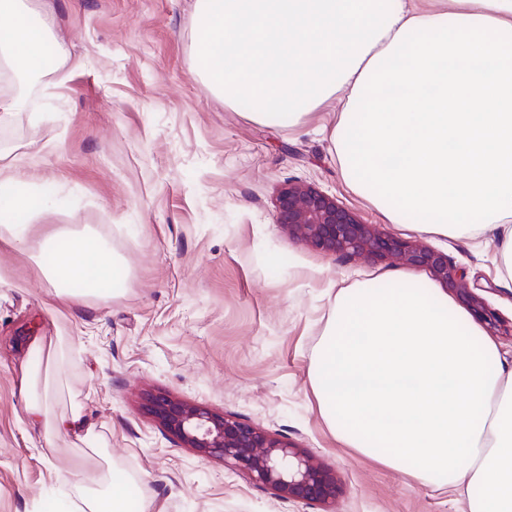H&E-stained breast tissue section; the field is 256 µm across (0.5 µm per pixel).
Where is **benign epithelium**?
<instances>
[{"instance_id": "obj_1", "label": "benign epithelium", "mask_w": 512, "mask_h": 512, "mask_svg": "<svg viewBox=\"0 0 512 512\" xmlns=\"http://www.w3.org/2000/svg\"><path fill=\"white\" fill-rule=\"evenodd\" d=\"M276 223L316 249L344 256L388 257L416 269H428L444 282L454 281L476 318L494 325L495 310L472 293L465 277L448 266V256L425 245L378 231L361 222L335 196L298 180L281 184L275 198ZM147 412L186 447L231 464L288 502L333 498L335 479L304 449L237 417L171 397L149 393Z\"/></svg>"}]
</instances>
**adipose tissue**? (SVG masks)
Segmentation results:
<instances>
[{"label":"adipose tissue","instance_id":"adipose-tissue-1","mask_svg":"<svg viewBox=\"0 0 512 512\" xmlns=\"http://www.w3.org/2000/svg\"><path fill=\"white\" fill-rule=\"evenodd\" d=\"M195 72L225 107L294 125L325 103L348 185L394 223L422 233L503 236L498 277L512 283V0H194ZM0 66L64 80L40 0H0ZM0 173V239L25 242L21 215L45 209ZM55 297L106 301L129 267L94 230L36 246ZM447 297L411 275L341 290L311 361L319 409L351 448L412 479L465 496L468 512H512V369ZM23 410L47 434L83 430L79 406L51 410L63 337L36 344ZM62 512H127L129 482L102 446Z\"/></svg>","mask_w":512,"mask_h":512}]
</instances>
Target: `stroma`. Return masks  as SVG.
Listing matches in <instances>:
<instances>
[{
	"label": "stroma",
	"instance_id": "stroma-1",
	"mask_svg": "<svg viewBox=\"0 0 512 512\" xmlns=\"http://www.w3.org/2000/svg\"><path fill=\"white\" fill-rule=\"evenodd\" d=\"M194 0H47L68 81L44 80L0 127L15 186L50 206L27 244L0 242V512H46L68 492L80 444L46 436L22 409L34 345L61 336L54 413L79 404L131 480L129 512H323L285 502L221 460L184 447L143 408L165 392L306 449L336 476L332 512H467L465 498L346 447L322 417L310 365L341 289L398 271L311 247L276 224L281 184L330 194L362 222L447 254L501 327L512 365V288L496 233L439 238L389 221L347 185L323 132L332 103L296 126L251 121L196 76ZM92 227L128 263L123 291L86 305L54 298L31 249Z\"/></svg>",
	"mask_w": 512,
	"mask_h": 512
}]
</instances>
